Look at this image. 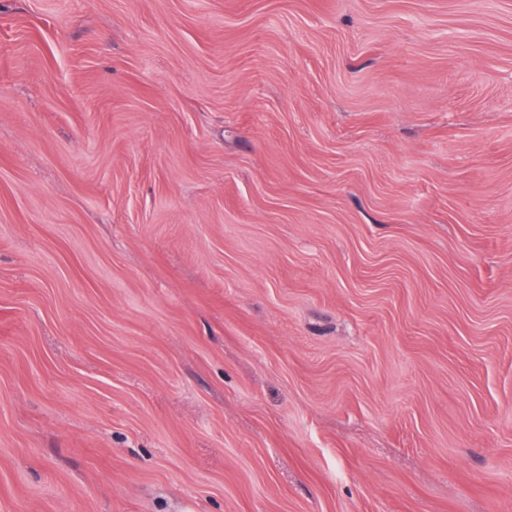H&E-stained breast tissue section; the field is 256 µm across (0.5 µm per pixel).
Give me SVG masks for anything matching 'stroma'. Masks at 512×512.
<instances>
[{
    "mask_svg": "<svg viewBox=\"0 0 512 512\" xmlns=\"http://www.w3.org/2000/svg\"><path fill=\"white\" fill-rule=\"evenodd\" d=\"M0 512H512V0H0Z\"/></svg>",
    "mask_w": 512,
    "mask_h": 512,
    "instance_id": "35a3bbf8",
    "label": "stroma"
}]
</instances>
